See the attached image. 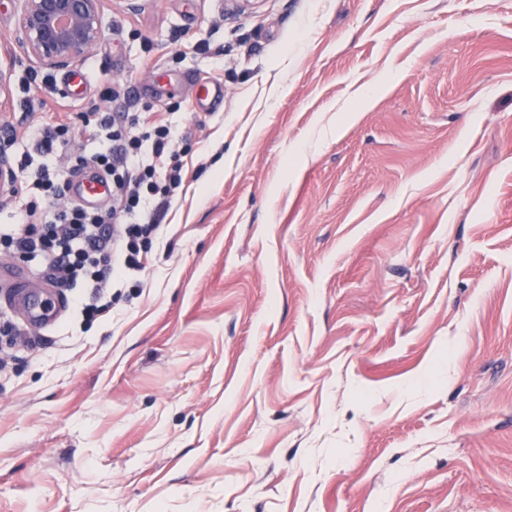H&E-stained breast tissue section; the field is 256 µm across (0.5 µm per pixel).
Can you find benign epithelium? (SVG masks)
I'll return each mask as SVG.
<instances>
[{
  "label": "benign epithelium",
  "instance_id": "benign-epithelium-1",
  "mask_svg": "<svg viewBox=\"0 0 512 512\" xmlns=\"http://www.w3.org/2000/svg\"><path fill=\"white\" fill-rule=\"evenodd\" d=\"M15 38L42 66L78 64L104 36L101 0H17ZM7 146H0V189L14 185Z\"/></svg>",
  "mask_w": 512,
  "mask_h": 512
}]
</instances>
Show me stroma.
<instances>
[{"label": "stroma", "instance_id": "obj_1", "mask_svg": "<svg viewBox=\"0 0 512 512\" xmlns=\"http://www.w3.org/2000/svg\"><path fill=\"white\" fill-rule=\"evenodd\" d=\"M16 9L12 160L152 112L186 177L108 314L0 300V512H512V0H102L72 70ZM7 301L14 311L19 312L30 325H53L61 315L60 304L54 298L45 297L34 302L27 295L28 287L24 282H17L12 287Z\"/></svg>", "mask_w": 512, "mask_h": 512}]
</instances>
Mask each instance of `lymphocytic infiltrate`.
I'll list each match as a JSON object with an SVG mask.
<instances>
[{"instance_id": "obj_1", "label": "lymphocytic infiltrate", "mask_w": 512, "mask_h": 512, "mask_svg": "<svg viewBox=\"0 0 512 512\" xmlns=\"http://www.w3.org/2000/svg\"><path fill=\"white\" fill-rule=\"evenodd\" d=\"M94 125L107 147L88 158L73 156L72 168L91 166L110 176L111 206L97 211L59 206L70 181L60 172L54 146L68 141L70 129L65 124L41 129L32 136L41 162L30 180L13 188L24 199L21 220L0 232V244L41 257L61 287L81 278L100 292L122 271L144 268L152 227L139 222L137 212L148 197L180 186L182 176L167 166L177 135L151 113L119 112L95 118Z\"/></svg>"}]
</instances>
